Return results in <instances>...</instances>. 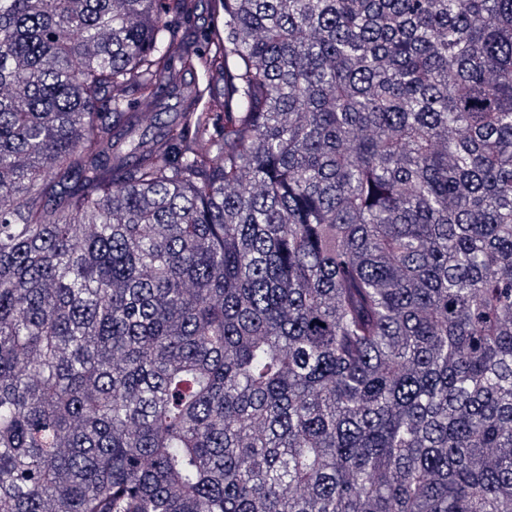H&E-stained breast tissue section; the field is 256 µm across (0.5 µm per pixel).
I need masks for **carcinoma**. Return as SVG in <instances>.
I'll list each match as a JSON object with an SVG mask.
<instances>
[{"instance_id": "1", "label": "carcinoma", "mask_w": 512, "mask_h": 512, "mask_svg": "<svg viewBox=\"0 0 512 512\" xmlns=\"http://www.w3.org/2000/svg\"><path fill=\"white\" fill-rule=\"evenodd\" d=\"M200 2L0 0V512H512V0Z\"/></svg>"}]
</instances>
